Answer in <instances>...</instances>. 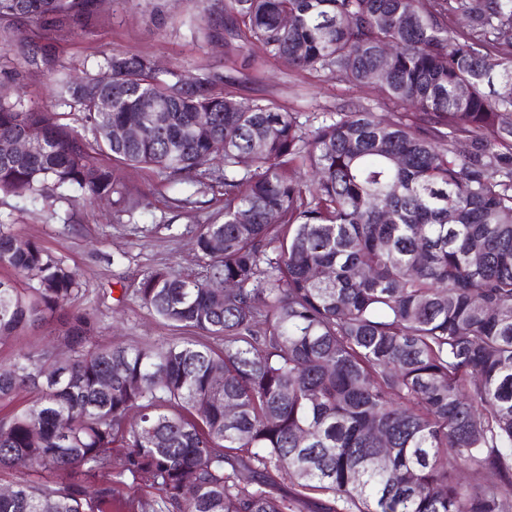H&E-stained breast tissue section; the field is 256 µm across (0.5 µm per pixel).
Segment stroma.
I'll return each instance as SVG.
<instances>
[{"label":"stroma","mask_w":512,"mask_h":512,"mask_svg":"<svg viewBox=\"0 0 512 512\" xmlns=\"http://www.w3.org/2000/svg\"><path fill=\"white\" fill-rule=\"evenodd\" d=\"M197 12V0H105L100 22L60 41L61 60L78 78L102 55L147 54L163 70L239 71L249 77L242 97L271 98L294 112L320 114L339 106L382 112L380 96L372 87L299 73L285 59L257 50L210 44L196 27ZM132 179L147 191L149 205L119 221L106 208L71 198L56 200L43 211L14 198L0 200V219L14 234L38 241L77 271L85 288L77 306L97 310L100 334L114 344L152 343L172 336L169 326L134 297H123L122 291L136 288L143 274L160 266L183 275H203L205 262L195 248L193 230L224 201L215 192L194 208L175 209L171 200L181 194V187L163 182L149 170L133 173Z\"/></svg>","instance_id":"35a3bbf8"}]
</instances>
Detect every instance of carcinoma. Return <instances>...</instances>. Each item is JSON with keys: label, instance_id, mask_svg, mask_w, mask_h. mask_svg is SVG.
I'll return each mask as SVG.
<instances>
[{"label": "carcinoma", "instance_id": "1", "mask_svg": "<svg viewBox=\"0 0 512 512\" xmlns=\"http://www.w3.org/2000/svg\"><path fill=\"white\" fill-rule=\"evenodd\" d=\"M99 16L0 0L5 77L54 76L69 107L0 100V198L120 219L151 169L192 189L174 208L215 184L224 207L204 276L134 289L177 332L155 344L103 342L78 274L0 221V346L53 337L0 363V512H112L126 482L160 491L135 512H512V0H199L209 40L394 109L319 122L149 55L103 57L106 90L61 76L58 37Z\"/></svg>", "mask_w": 512, "mask_h": 512}]
</instances>
